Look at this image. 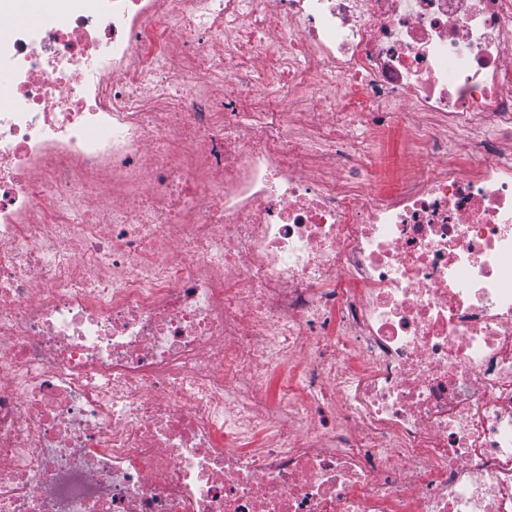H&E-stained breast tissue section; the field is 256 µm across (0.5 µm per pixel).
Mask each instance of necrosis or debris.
<instances>
[{"mask_svg": "<svg viewBox=\"0 0 512 512\" xmlns=\"http://www.w3.org/2000/svg\"><path fill=\"white\" fill-rule=\"evenodd\" d=\"M12 18L0 512H512V0ZM405 130L400 129L383 134L386 151L378 165L376 175L385 183L393 184L397 181L402 168L419 162L417 157L403 153Z\"/></svg>", "mask_w": 512, "mask_h": 512, "instance_id": "4bbe7bcc", "label": "necrosis or debris"}]
</instances>
